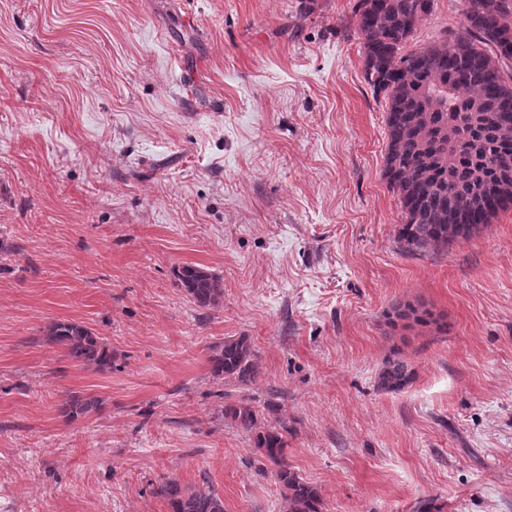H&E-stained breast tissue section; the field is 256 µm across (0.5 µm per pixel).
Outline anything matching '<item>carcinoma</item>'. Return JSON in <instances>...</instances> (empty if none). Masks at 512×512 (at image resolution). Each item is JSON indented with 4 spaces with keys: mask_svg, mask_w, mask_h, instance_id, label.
<instances>
[{
    "mask_svg": "<svg viewBox=\"0 0 512 512\" xmlns=\"http://www.w3.org/2000/svg\"><path fill=\"white\" fill-rule=\"evenodd\" d=\"M434 0H357L358 35L365 80L386 100L387 151L383 175L399 197L404 223L398 239L409 251L445 249L512 208V0H463L462 22L447 37L420 51L406 45ZM462 204L448 212V198ZM177 279L196 307L209 310L222 301L220 277L184 266ZM426 326L447 323L422 306L394 310L390 324ZM46 336L85 367L112 366V351L87 327L52 322ZM214 378L247 386L260 368L251 341L229 336L210 356ZM405 358L391 354L378 373V387L398 393L414 380ZM99 405L94 398H71L61 411L71 417ZM251 398L224 406V417L247 434L257 454L275 467L285 512H323L319 489L288 464V427L266 419ZM154 494L171 512H225L224 499L209 486L187 488L163 477Z\"/></svg>",
    "mask_w": 512,
    "mask_h": 512,
    "instance_id": "cac0c4a2",
    "label": "carcinoma"
}]
</instances>
